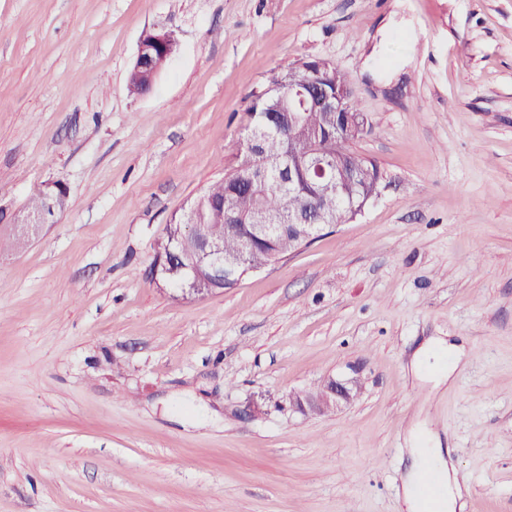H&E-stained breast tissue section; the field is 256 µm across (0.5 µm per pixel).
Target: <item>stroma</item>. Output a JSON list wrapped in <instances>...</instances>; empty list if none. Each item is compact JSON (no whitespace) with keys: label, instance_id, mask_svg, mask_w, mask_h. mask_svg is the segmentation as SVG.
Wrapping results in <instances>:
<instances>
[{"label":"stroma","instance_id":"1","mask_svg":"<svg viewBox=\"0 0 512 512\" xmlns=\"http://www.w3.org/2000/svg\"><path fill=\"white\" fill-rule=\"evenodd\" d=\"M177 45L130 94L141 36ZM352 80L381 194L232 288L155 273L253 92ZM69 207L21 251L43 185ZM467 353L432 390L412 358ZM357 376L342 410L293 394ZM512 512V0H0V512H401L408 433Z\"/></svg>","mask_w":512,"mask_h":512}]
</instances>
